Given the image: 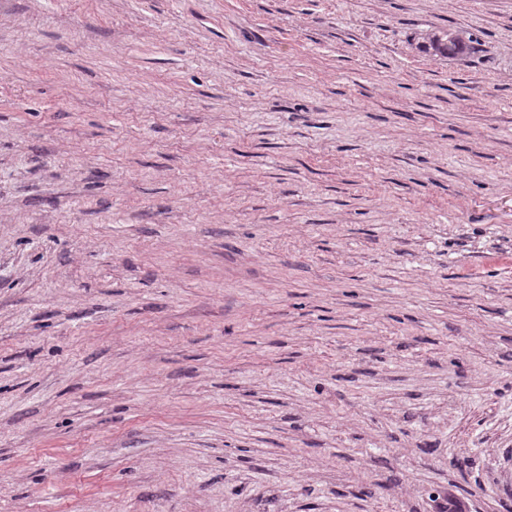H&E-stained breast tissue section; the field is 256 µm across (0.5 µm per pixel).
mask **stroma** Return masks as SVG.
I'll use <instances>...</instances> for the list:
<instances>
[{"label":"stroma","mask_w":512,"mask_h":512,"mask_svg":"<svg viewBox=\"0 0 512 512\" xmlns=\"http://www.w3.org/2000/svg\"><path fill=\"white\" fill-rule=\"evenodd\" d=\"M461 492L512 512V0H0V512ZM448 36L451 37V32L449 31H442L440 34L434 33L427 38L429 44L428 46L424 45V48L432 49L434 55L444 58H454L467 53L469 45L464 40L454 35L448 41Z\"/></svg>","instance_id":"stroma-1"}]
</instances>
